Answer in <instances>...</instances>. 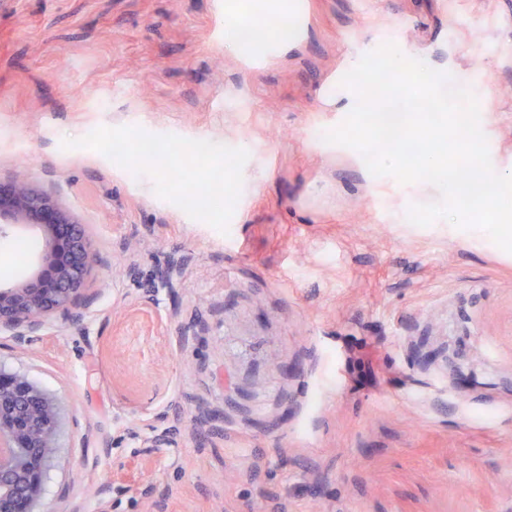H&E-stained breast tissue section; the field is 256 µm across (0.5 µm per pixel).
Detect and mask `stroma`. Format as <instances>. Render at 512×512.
<instances>
[{"label":"stroma","mask_w":512,"mask_h":512,"mask_svg":"<svg viewBox=\"0 0 512 512\" xmlns=\"http://www.w3.org/2000/svg\"><path fill=\"white\" fill-rule=\"evenodd\" d=\"M224 2L0 0V181L56 196L101 256L79 318L0 333V370L63 405L40 512H512V253L412 224L436 187L321 137L356 101L324 86L393 43L477 85L512 173V0H308L257 70L224 50ZM142 140L183 177L128 179L109 147ZM228 153L223 211L187 209ZM22 240L0 279L30 273L44 240ZM163 429L174 447L140 448Z\"/></svg>","instance_id":"stroma-1"}]
</instances>
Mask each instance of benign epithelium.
Listing matches in <instances>:
<instances>
[{"mask_svg": "<svg viewBox=\"0 0 512 512\" xmlns=\"http://www.w3.org/2000/svg\"><path fill=\"white\" fill-rule=\"evenodd\" d=\"M38 230L45 246L29 277L0 283V332L23 342L76 307L101 260L85 225L25 179L0 185V238ZM59 400L26 376L0 371V512H35L56 448Z\"/></svg>", "mask_w": 512, "mask_h": 512, "instance_id": "benign-epithelium-1", "label": "benign epithelium"}]
</instances>
